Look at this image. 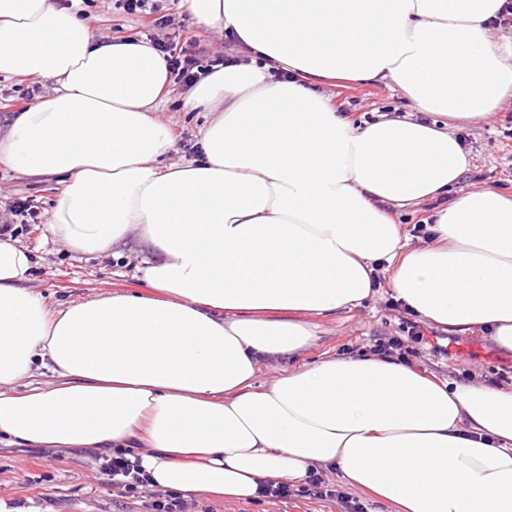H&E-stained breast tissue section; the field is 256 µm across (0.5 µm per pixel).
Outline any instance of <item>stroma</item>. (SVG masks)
Here are the masks:
<instances>
[{
  "label": "stroma",
  "mask_w": 512,
  "mask_h": 512,
  "mask_svg": "<svg viewBox=\"0 0 512 512\" xmlns=\"http://www.w3.org/2000/svg\"><path fill=\"white\" fill-rule=\"evenodd\" d=\"M72 7L89 21L94 32L104 38L159 39L201 35L205 56H237L238 45L223 31L200 28L181 6V0H167L164 13L169 22L156 29L148 16L131 15L117 0H73ZM55 88L48 79L0 76V133H5L15 112ZM182 86L175 85L156 115L168 124L175 143L171 161L198 159V136L206 117L188 114L178 106ZM323 94L338 111L354 122L372 120L380 114L409 115L413 109L393 84L360 86L336 82L323 86ZM473 154L474 166L452 189L453 194L489 187L512 194V101L506 102L487 119L457 128ZM60 190L58 181L25 178L0 167V214L21 199L30 200L38 210L35 222L18 225L16 236L33 248L37 265L29 288L43 293L53 305L84 300L114 290L149 293L146 282L136 275L138 260L133 253L123 259L82 255L58 240H44L52 202ZM381 281L373 294L360 305L315 317L316 336L311 346L293 360H272L261 364L256 386H264L283 371L310 365L324 358L365 349L377 336H397L406 318L404 311L392 309L387 288L389 273L379 270ZM449 356L433 355L422 349L413 366L441 380L477 381L496 387L512 386V353L503 351L489 331L481 328L450 329ZM508 374H501V367ZM0 500L15 512H148L145 498L125 497L113 488L100 470L93 450L86 448H8L0 445ZM188 512H342L338 502L320 500L306 494L283 501H230L215 496H192Z\"/></svg>",
  "instance_id": "stroma-1"
}]
</instances>
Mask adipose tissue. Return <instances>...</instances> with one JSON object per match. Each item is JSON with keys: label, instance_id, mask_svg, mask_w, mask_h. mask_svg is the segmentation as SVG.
I'll list each match as a JSON object with an SVG mask.
<instances>
[{"label": "adipose tissue", "instance_id": "1", "mask_svg": "<svg viewBox=\"0 0 512 512\" xmlns=\"http://www.w3.org/2000/svg\"><path fill=\"white\" fill-rule=\"evenodd\" d=\"M181 2L241 53L183 100L211 115L188 164L166 160L169 72L149 41L99 38L57 0H0V75L56 84L0 136V167L60 179L46 236L135 244L151 289L51 309L27 286L33 250L0 237V438L128 448L152 487L188 497L252 501L321 465L396 512H512V388L373 354L254 386L309 346L306 316L370 297L381 262L410 312L512 352V196L452 197L421 248L388 212L449 195L471 165L450 122L512 100L489 37L505 0ZM333 80L391 82L423 117L353 125L316 90Z\"/></svg>", "mask_w": 512, "mask_h": 512}]
</instances>
